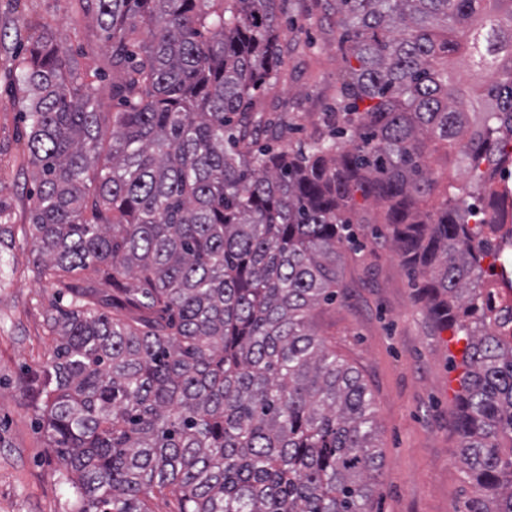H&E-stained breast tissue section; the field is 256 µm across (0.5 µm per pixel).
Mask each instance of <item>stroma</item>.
Instances as JSON below:
<instances>
[{
  "mask_svg": "<svg viewBox=\"0 0 512 512\" xmlns=\"http://www.w3.org/2000/svg\"><path fill=\"white\" fill-rule=\"evenodd\" d=\"M292 8L316 46L289 54L286 78L263 103L292 127L294 144L333 102L346 63L327 0H292ZM45 25L88 71L108 111L119 109L107 43L78 0H0V224L10 225L16 240L0 252V512H74L75 505L25 391L53 346L47 316L56 292L33 273L27 240L34 167L17 102L27 43ZM341 272L343 298L317 309L314 319L376 401L382 468L372 512H462L471 491L454 457L463 342L437 329L414 302L408 273L388 244L370 239L364 250L344 251Z\"/></svg>",
  "mask_w": 512,
  "mask_h": 512,
  "instance_id": "1",
  "label": "stroma"
}]
</instances>
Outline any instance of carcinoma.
Instances as JSON below:
<instances>
[{
    "instance_id": "obj_1",
    "label": "carcinoma",
    "mask_w": 512,
    "mask_h": 512,
    "mask_svg": "<svg viewBox=\"0 0 512 512\" xmlns=\"http://www.w3.org/2000/svg\"><path fill=\"white\" fill-rule=\"evenodd\" d=\"M110 43L105 111L48 27L21 63L36 169L34 273L68 304L31 390L76 512H371L374 398L317 330L342 296L356 197L466 340L457 458L465 512H512V228L469 199L512 188V0H336L348 66L308 141L260 97L281 79L284 0H79ZM467 47L463 83L448 58ZM110 134L107 155L102 140ZM470 182L439 186L429 144ZM93 269L118 295L99 297Z\"/></svg>"
}]
</instances>
